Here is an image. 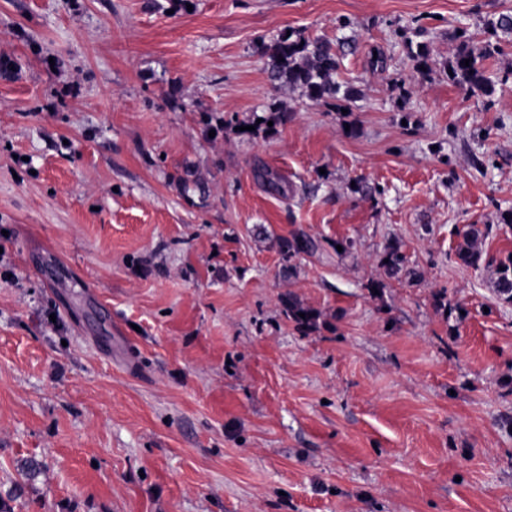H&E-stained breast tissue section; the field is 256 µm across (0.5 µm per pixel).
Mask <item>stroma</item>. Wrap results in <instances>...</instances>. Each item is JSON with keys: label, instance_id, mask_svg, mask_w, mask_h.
Instances as JSON below:
<instances>
[{"label": "stroma", "instance_id": "1", "mask_svg": "<svg viewBox=\"0 0 512 512\" xmlns=\"http://www.w3.org/2000/svg\"><path fill=\"white\" fill-rule=\"evenodd\" d=\"M502 13L0 0V505L512 512V37L492 99L444 70ZM288 31L353 41L342 106L271 83ZM294 231L317 251L284 259ZM405 49L414 62V69L419 74H427L432 70L431 50L424 42H414L407 38L404 41ZM458 235L461 236V242L456 250L458 259L466 265L478 266L484 259V234L476 225L471 224L467 230L459 232Z\"/></svg>", "mask_w": 512, "mask_h": 512}]
</instances>
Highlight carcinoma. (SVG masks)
Listing matches in <instances>:
<instances>
[{"label": "carcinoma", "mask_w": 512, "mask_h": 512, "mask_svg": "<svg viewBox=\"0 0 512 512\" xmlns=\"http://www.w3.org/2000/svg\"><path fill=\"white\" fill-rule=\"evenodd\" d=\"M459 37L462 38L460 46L448 60V80L472 94L492 95L497 80L488 74L483 61L499 51L498 44L486 41L476 47L466 33L459 34ZM404 46L417 73L427 74L432 70L428 44L408 38ZM265 53L271 59L269 78L274 84L298 88L317 103H337L351 97L352 89L336 81L340 61L330 41L282 34L265 46ZM466 59L469 60L467 64L464 63ZM460 236L461 242L456 250L458 259L469 266L479 265L484 259V234L472 224ZM281 250L284 257L290 259L314 253L317 244L312 238L298 233L283 238ZM495 288L504 299L512 301V256L498 264Z\"/></svg>", "instance_id": "cac0c4a2"}]
</instances>
